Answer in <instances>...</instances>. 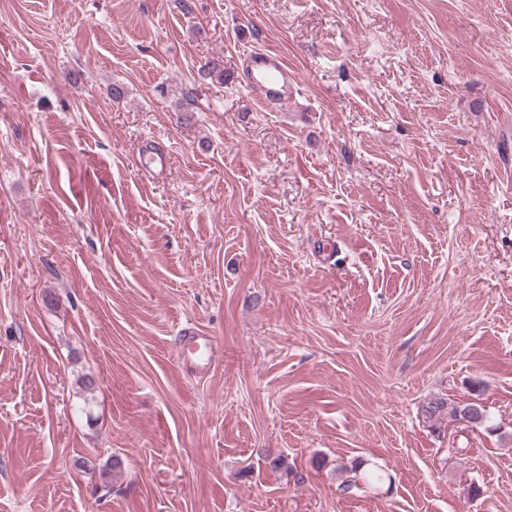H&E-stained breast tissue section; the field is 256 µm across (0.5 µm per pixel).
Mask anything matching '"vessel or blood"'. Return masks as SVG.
<instances>
[{
    "label": "vessel or blood",
    "mask_w": 512,
    "mask_h": 512,
    "mask_svg": "<svg viewBox=\"0 0 512 512\" xmlns=\"http://www.w3.org/2000/svg\"><path fill=\"white\" fill-rule=\"evenodd\" d=\"M250 69L248 85L269 106H284L296 90V78L284 58L276 51L253 50L247 57ZM176 356L189 373L204 375L213 370L220 350L214 337L199 327L190 325L180 331Z\"/></svg>",
    "instance_id": "b4317fda"
}]
</instances>
